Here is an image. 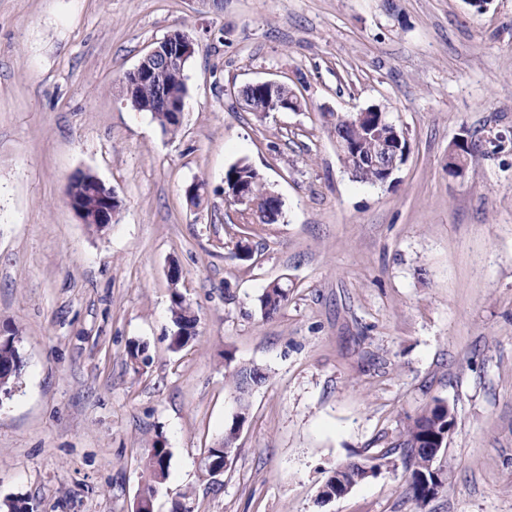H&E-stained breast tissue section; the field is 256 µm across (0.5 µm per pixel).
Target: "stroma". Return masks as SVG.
<instances>
[{
    "instance_id": "obj_1",
    "label": "stroma",
    "mask_w": 512,
    "mask_h": 512,
    "mask_svg": "<svg viewBox=\"0 0 512 512\" xmlns=\"http://www.w3.org/2000/svg\"><path fill=\"white\" fill-rule=\"evenodd\" d=\"M177 30L198 47L171 135L118 80ZM264 79L302 111H240L233 89ZM370 106L410 146L382 186L351 179L323 117ZM463 136L482 148L453 177ZM241 160L284 201L248 260L252 215L224 201ZM81 171L122 201L98 232L67 203ZM273 282L288 300L267 319ZM175 289L199 316L179 350ZM5 325L26 367L0 403V504L134 512L160 439L154 512H512V0H0ZM230 365L269 380L211 480L198 460L237 410ZM438 399L456 422L420 508L397 443ZM381 454L380 475L318 505L337 465ZM260 309L265 318H273L288 300V290L280 283H270L259 297ZM170 453L163 440H156L151 448H147L143 459V472L146 474L144 483L141 486L139 495L142 500H151L160 485L168 478ZM136 512H152V500L136 505Z\"/></svg>"
}]
</instances>
